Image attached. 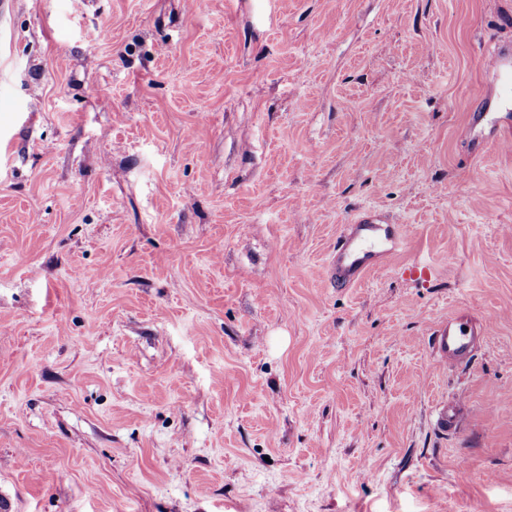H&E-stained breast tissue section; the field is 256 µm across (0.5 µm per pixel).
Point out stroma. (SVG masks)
I'll return each mask as SVG.
<instances>
[{
    "instance_id": "stroma-1",
    "label": "stroma",
    "mask_w": 512,
    "mask_h": 512,
    "mask_svg": "<svg viewBox=\"0 0 512 512\" xmlns=\"http://www.w3.org/2000/svg\"><path fill=\"white\" fill-rule=\"evenodd\" d=\"M502 44L512 0H0L9 512H512ZM369 208L406 244L332 288ZM492 113L490 112H475L473 115L470 126H469V132L473 133L472 140L475 141V143L478 145L479 148L484 149L487 146L500 144L503 148L509 149L511 148V143H503L500 139V131L501 128L497 129V132L493 134L492 136L485 137L482 135V133H475L476 129L479 125L482 124L484 121H489L492 119V116L490 115ZM489 329V323H474L468 313L457 312L432 330L429 346L444 364L469 363L478 337L488 336ZM459 407L453 402H440L435 412L436 429L443 435L454 434L458 427Z\"/></svg>"
}]
</instances>
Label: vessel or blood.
<instances>
[{"mask_svg": "<svg viewBox=\"0 0 512 512\" xmlns=\"http://www.w3.org/2000/svg\"><path fill=\"white\" fill-rule=\"evenodd\" d=\"M405 239V225L380 224L370 211H363L354 223L344 225L326 259L325 272L330 283L339 288H351L369 273L389 267L398 257ZM489 329V323L473 322L468 313L458 312L432 330L429 346L441 362L464 364L473 359L478 337L488 335ZM458 415L456 403H439L435 412L437 430L445 435L455 433Z\"/></svg>", "mask_w": 512, "mask_h": 512, "instance_id": "1", "label": "vessel or blood"}]
</instances>
